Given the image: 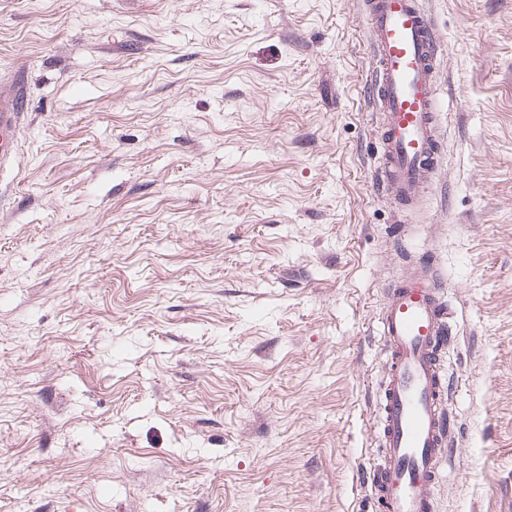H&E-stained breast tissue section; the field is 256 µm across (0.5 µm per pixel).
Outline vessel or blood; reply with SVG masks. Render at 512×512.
<instances>
[{"mask_svg":"<svg viewBox=\"0 0 512 512\" xmlns=\"http://www.w3.org/2000/svg\"><path fill=\"white\" fill-rule=\"evenodd\" d=\"M364 10L373 58L368 102L383 116L377 185L412 208L439 162L440 47L424 0H364ZM30 124L27 77L16 70L0 88V170ZM442 288L434 275L397 281L379 315L386 357L377 407L383 456L364 480L375 512L437 510L442 452L455 437L442 353L457 332Z\"/></svg>","mask_w":512,"mask_h":512,"instance_id":"obj_1","label":"vessel or blood"}]
</instances>
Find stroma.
<instances>
[{
  "label": "stroma",
  "mask_w": 512,
  "mask_h": 512,
  "mask_svg": "<svg viewBox=\"0 0 512 512\" xmlns=\"http://www.w3.org/2000/svg\"><path fill=\"white\" fill-rule=\"evenodd\" d=\"M441 153L377 193L358 0H0V512H372L378 316L459 329L439 512H512V0H425ZM409 236H398L400 225ZM31 124L27 77L13 71L4 89L0 87V170L7 169L19 136Z\"/></svg>",
  "instance_id": "stroma-1"
}]
</instances>
